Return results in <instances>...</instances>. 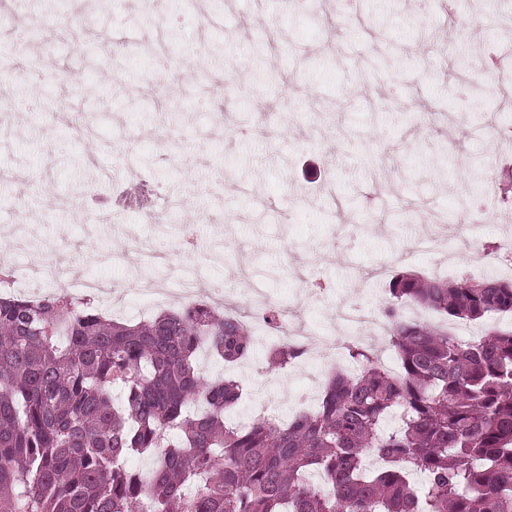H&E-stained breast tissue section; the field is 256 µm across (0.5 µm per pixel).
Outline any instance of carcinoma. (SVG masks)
Wrapping results in <instances>:
<instances>
[{"label": "carcinoma", "mask_w": 512, "mask_h": 512, "mask_svg": "<svg viewBox=\"0 0 512 512\" xmlns=\"http://www.w3.org/2000/svg\"><path fill=\"white\" fill-rule=\"evenodd\" d=\"M384 317L400 371L354 338L317 404L283 424L227 413L249 358L241 318L190 301L137 323L67 293L0 297V512H512V328L462 343L448 322L512 316V280L396 275ZM415 303L443 325L407 321ZM306 348L280 343L284 368ZM149 454L144 477L126 468ZM426 476L416 488L410 473Z\"/></svg>", "instance_id": "cac0c4a2"}]
</instances>
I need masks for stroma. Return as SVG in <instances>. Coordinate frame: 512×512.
<instances>
[{
    "label": "stroma",
    "mask_w": 512,
    "mask_h": 512,
    "mask_svg": "<svg viewBox=\"0 0 512 512\" xmlns=\"http://www.w3.org/2000/svg\"><path fill=\"white\" fill-rule=\"evenodd\" d=\"M91 0H22L0 20V92L19 104L0 123V230L23 227L37 252L13 251L21 291H64L69 281L109 279L103 312L147 316L150 277L110 253L141 241L173 256L168 286L197 281V299L229 291L250 319L252 289L294 326L343 338L347 304L381 310L389 277L433 274L440 255L415 248L434 214L475 225L474 242L452 235L454 275L483 263L485 242L512 225V209L487 205L473 183L481 160L491 179L512 173V147L491 134L512 115V87L488 60L500 34L484 0H127L91 26L68 21ZM173 39L159 40L156 21ZM467 52L473 95L448 88ZM57 72L46 84L31 70ZM120 70L123 81L111 74ZM240 97H220L228 86ZM149 172L162 193L146 221L112 210L113 186L133 192ZM326 286L304 299L307 280ZM343 356L271 370L263 350L244 365L202 361L205 375L235 378L233 421L281 419L297 394L322 388Z\"/></svg>",
    "instance_id": "35a3bbf8"
}]
</instances>
